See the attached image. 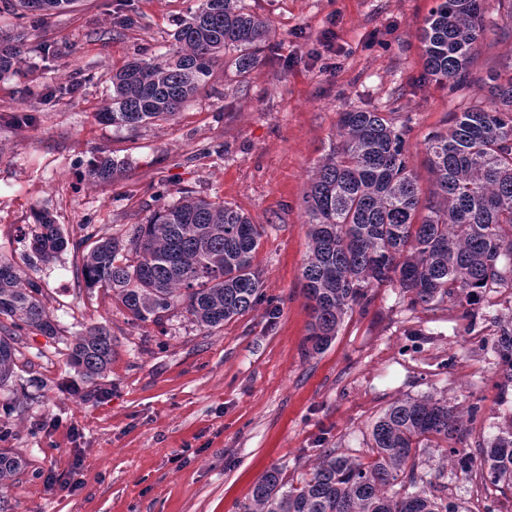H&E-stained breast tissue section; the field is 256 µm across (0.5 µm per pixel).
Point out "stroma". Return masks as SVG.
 <instances>
[{
  "instance_id": "obj_1",
  "label": "stroma",
  "mask_w": 512,
  "mask_h": 512,
  "mask_svg": "<svg viewBox=\"0 0 512 512\" xmlns=\"http://www.w3.org/2000/svg\"><path fill=\"white\" fill-rule=\"evenodd\" d=\"M199 0H73L59 13L23 18L0 0V28L24 35L0 75V255L41 283L62 336L31 332L12 379L0 386L4 445L27 468L7 512H243L271 468L299 483L326 449L364 457L375 420L393 402L432 396L483 411L464 443L478 455L507 418L485 341L512 295L489 293L469 312L444 303L414 308L379 288L365 312L345 319L331 347L307 352L310 312L303 198L318 161L338 140L339 114L376 108L412 131L407 150L422 185L424 139L460 101H487L488 73L512 64V23L483 0L489 25L470 63L471 83L439 87L422 65V30L434 0H242L274 34L259 64L239 73L219 58L206 87L171 120L116 130L97 114L112 69L171 49L178 21ZM123 162L116 180L89 184L99 154ZM219 200L264 228L254 264L265 302L207 332L171 312L132 323L110 291L84 288L80 262L93 245L81 225L125 236L182 194ZM49 212L70 243L30 265L35 216ZM93 324L112 333L103 393L65 363V340ZM447 496L479 512L482 486L457 476L437 449ZM73 472L66 493L49 474Z\"/></svg>"
}]
</instances>
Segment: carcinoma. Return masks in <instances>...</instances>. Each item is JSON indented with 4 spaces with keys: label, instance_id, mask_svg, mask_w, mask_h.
Returning a JSON list of instances; mask_svg holds the SVG:
<instances>
[{
    "label": "carcinoma",
    "instance_id": "cac0c4a2",
    "mask_svg": "<svg viewBox=\"0 0 512 512\" xmlns=\"http://www.w3.org/2000/svg\"><path fill=\"white\" fill-rule=\"evenodd\" d=\"M22 12L45 15L73 0H16ZM486 31L482 0H435L423 29V65L441 87L470 81L469 65ZM270 22L240 0H201L181 19L170 54L140 58L112 74V96L98 120L115 129L175 116L204 87L219 56L233 50L240 71L259 62ZM22 36L0 35V74L21 53ZM492 98L464 106L448 126L424 140L432 185L425 191L405 152L411 128L377 109L339 113L338 135L318 162L304 196L309 255L303 266L310 300L307 343L320 354L345 318L365 309L376 288L392 286L427 307L464 308L483 294H512V71L496 74ZM122 164L103 153L90 180L120 177ZM32 251L48 263L68 245L63 230L42 212ZM263 226L224 202L185 194L159 208L127 241L101 235L83 256L84 287L107 288L135 323H160L185 313L212 331L261 299L253 265ZM51 339L59 327L41 286L0 256V385L17 367L22 336ZM66 361L90 385L112 363V334L91 325L65 346ZM501 385H512V317L497 323L491 340ZM482 405L463 420L448 401L430 396L391 404L374 422L369 457L362 461L328 449L297 486L273 469L255 485L243 512H459L435 494L442 471L422 470V454L437 448L454 458L466 480L512 487V416L481 449L473 469L457 444L469 434ZM26 459L0 452V499L16 484ZM408 485L406 494L394 487Z\"/></svg>",
    "mask_w": 512,
    "mask_h": 512
}]
</instances>
